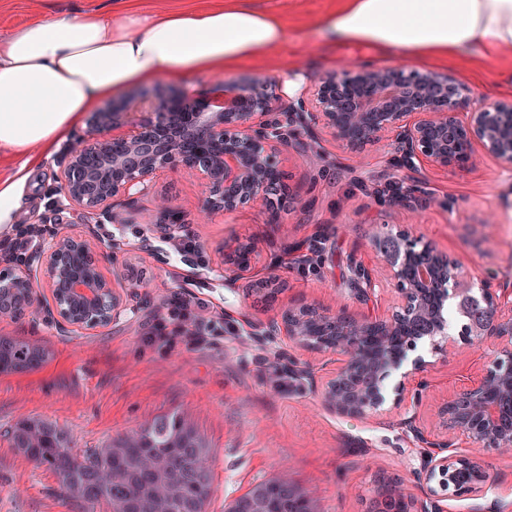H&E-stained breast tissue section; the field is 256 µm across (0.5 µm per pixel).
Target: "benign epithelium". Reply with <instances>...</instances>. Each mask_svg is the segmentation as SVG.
I'll list each match as a JSON object with an SVG mask.
<instances>
[{
  "mask_svg": "<svg viewBox=\"0 0 512 512\" xmlns=\"http://www.w3.org/2000/svg\"><path fill=\"white\" fill-rule=\"evenodd\" d=\"M229 93L231 100L218 104L186 91H143L137 100L126 97L100 109L62 163L58 207L78 208L110 222L115 201L132 207L150 197L155 224L171 241L183 220L167 197L153 192V185L160 173L181 167L205 185L199 220L258 204L268 223L280 224L295 195L276 151L318 121L345 142L359 165L368 147L382 143L393 168L414 174L465 169L479 151L512 167V101L475 95L450 72L342 62L318 77L310 95L290 97L277 82L259 77ZM361 189L409 210L426 194L419 181ZM370 242L382 267L353 264L351 291L358 302H366L384 275L399 293L397 310L373 317L298 303L258 330L262 336H283L299 348L340 355L335 371L322 382L321 396L328 410L347 417L379 412L386 402L384 382L396 373L394 405L406 401L409 381L418 387L411 405L419 403L426 383L417 376L427 362L411 360L409 353L424 339L448 353L461 343L494 346L486 372L436 407V437L421 430L412 414L400 420L418 447L435 449L415 472L426 492L423 499L409 502L411 512H442V499L478 494L488 485L476 461L446 454L456 434L487 451L512 449V424L502 420L503 411L512 408V298L490 280L474 289L447 254L401 231L376 232ZM257 255L258 246L250 239L225 249L230 280L249 272ZM24 265L23 271L0 270V319H15L31 308L37 288L48 293L61 329L105 328L125 312L119 278L105 274L101 246L86 234L53 233ZM283 288L272 272L249 281V292L267 297ZM450 299L464 318L458 340L448 333ZM366 338L367 346L362 344Z\"/></svg>",
  "mask_w": 512,
  "mask_h": 512,
  "instance_id": "benign-epithelium-1",
  "label": "benign epithelium"
}]
</instances>
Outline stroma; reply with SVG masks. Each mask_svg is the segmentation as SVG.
<instances>
[{
    "mask_svg": "<svg viewBox=\"0 0 512 512\" xmlns=\"http://www.w3.org/2000/svg\"><path fill=\"white\" fill-rule=\"evenodd\" d=\"M107 3L0 0V37L51 9H96ZM271 4L288 29V45L273 60L248 61L221 74L184 81H160L157 89L219 99L225 84L260 76L279 79L288 70L301 71L310 81L341 61L385 64V57L369 47L333 45L321 38V20L336 0ZM448 68L475 93L494 99L500 73L512 69V52L480 58L465 51ZM68 148V142L61 143L20 182L19 206L10 230L0 234V244L31 227L46 235L87 231L102 246L106 273L131 276L137 285L124 292V316L106 328L58 329L44 302L16 320L0 321V336L33 340L49 352L39 369L0 374V512H110L103 505L90 509L69 500L51 470L35 466L10 447L4 433L19 419L57 422L69 431L75 452L84 453L173 411L187 413L209 445L213 485L207 512H226L229 503L256 484L284 473L316 501L319 512H367L384 484L400 485L407 495L421 497L414 472L428 451L401 428L402 409L389 403L366 419L328 411L317 390L289 379L288 368L309 367L322 380L335 368V354L296 350L281 336L259 342L251 326L300 300L354 314L392 311L397 303L392 282L381 280L364 306L349 287L353 262L380 264L369 240L375 226L423 237L457 261L471 280L490 272L499 281L512 280L511 171L483 156L465 170L426 173L431 190L453 198L454 209L431 206L416 215L400 212L353 186L358 179L371 184L386 178L390 169L385 147H374L365 166L357 168L341 143L321 129L315 143L295 142L281 154L296 203L280 225L268 223L258 206L220 212L208 223H196L201 183L180 169L162 175L159 190L182 211L183 234L195 238L203 251L202 258L182 260L142 213L124 204H116L112 224L90 223L79 209L55 210L61 197L60 161ZM490 213L497 224L486 234L481 223ZM242 238L255 241L262 254L277 257L275 273L286 288L275 299L247 295L226 281L222 251ZM292 244L317 245L316 262L297 263L286 252ZM185 299L198 304L203 316L222 315V322L212 328L210 346L194 348L181 338L182 322L171 311ZM159 329L171 335V342H150ZM417 353L431 363L417 408L418 423L428 429L434 406L476 379L489 356L482 346L435 354L427 342ZM456 451L482 464L493 485L480 496L444 499V512H512V452H487L463 438Z\"/></svg>",
    "mask_w": 512,
    "mask_h": 512,
    "instance_id": "1",
    "label": "stroma"
}]
</instances>
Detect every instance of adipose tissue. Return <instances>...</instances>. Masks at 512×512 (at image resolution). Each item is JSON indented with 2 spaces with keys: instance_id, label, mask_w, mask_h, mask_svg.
<instances>
[{
  "instance_id": "ef3b65f1",
  "label": "adipose tissue",
  "mask_w": 512,
  "mask_h": 512,
  "mask_svg": "<svg viewBox=\"0 0 512 512\" xmlns=\"http://www.w3.org/2000/svg\"><path fill=\"white\" fill-rule=\"evenodd\" d=\"M346 43L445 63L467 49L512 50V0H339L323 22ZM256 0L145 13L127 0L106 10L48 12L0 40V152L29 165L51 155L86 112L160 79L221 73L270 57L286 41Z\"/></svg>"
}]
</instances>
